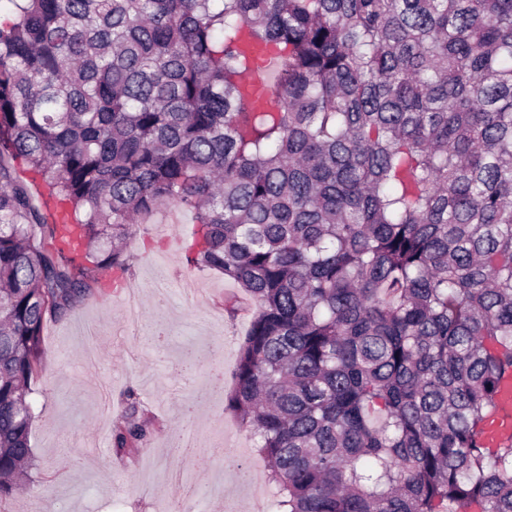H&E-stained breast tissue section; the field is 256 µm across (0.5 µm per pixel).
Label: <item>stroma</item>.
Instances as JSON below:
<instances>
[{"label": "stroma", "mask_w": 512, "mask_h": 512, "mask_svg": "<svg viewBox=\"0 0 512 512\" xmlns=\"http://www.w3.org/2000/svg\"><path fill=\"white\" fill-rule=\"evenodd\" d=\"M193 229L189 212L162 206L136 225L123 278L93 270L90 293L47 324L31 379L35 484L0 512H255L265 463L226 407L251 312L232 281L187 265ZM130 387L153 423L136 457L112 440ZM187 429L222 453L202 468L177 455L168 440Z\"/></svg>", "instance_id": "stroma-1"}]
</instances>
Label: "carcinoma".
Segmentation results:
<instances>
[{
	"instance_id": "1",
	"label": "carcinoma",
	"mask_w": 512,
	"mask_h": 512,
	"mask_svg": "<svg viewBox=\"0 0 512 512\" xmlns=\"http://www.w3.org/2000/svg\"><path fill=\"white\" fill-rule=\"evenodd\" d=\"M268 47L272 109L241 88ZM167 203L251 302L227 408L280 512H512V440L478 436L512 369V0H0V501L46 323ZM9 165L15 169L17 178L28 185L32 195L33 204L39 208L43 216L49 220L43 197L41 195L42 188L37 183L31 181V174L25 170L26 166L21 160H9Z\"/></svg>"
}]
</instances>
